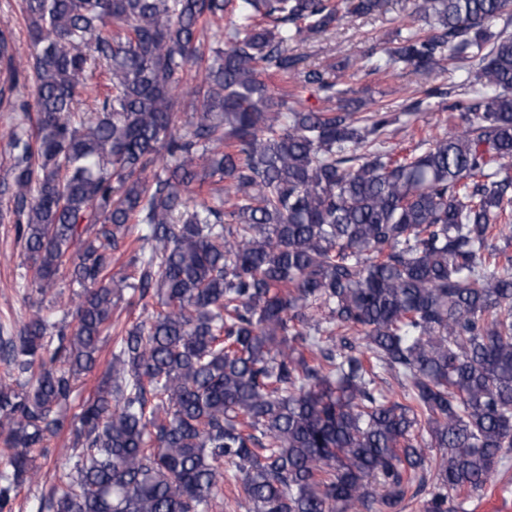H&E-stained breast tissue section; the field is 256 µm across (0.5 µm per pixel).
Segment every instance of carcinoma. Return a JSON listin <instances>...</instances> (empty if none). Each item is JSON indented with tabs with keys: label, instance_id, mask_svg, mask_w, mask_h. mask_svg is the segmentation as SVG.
I'll use <instances>...</instances> for the list:
<instances>
[{
	"label": "carcinoma",
	"instance_id": "carcinoma-1",
	"mask_svg": "<svg viewBox=\"0 0 512 512\" xmlns=\"http://www.w3.org/2000/svg\"><path fill=\"white\" fill-rule=\"evenodd\" d=\"M386 6L22 0L30 50L16 60L0 31V106L41 300L0 336V512L65 430L75 454L34 512H210L226 462L249 512H400L419 493L423 512H456L506 465L512 255L490 240H512V32L493 30L512 0H414L418 26L363 52L367 76L413 75L405 116L448 96L431 84L445 61L474 63L458 130L401 149L400 117L359 115L347 64L290 48ZM97 71L105 91L80 112ZM191 73L183 129L173 89ZM308 89L328 107L302 109ZM133 224L155 247L116 277ZM61 275L77 291L53 319ZM154 298L112 325L119 302ZM113 350L114 343L112 338L102 344L99 365L95 370L81 379L78 392L75 394L74 400L66 410L68 419L72 418L75 413L79 412V404H82L84 401L94 396L108 367L109 361L111 360Z\"/></svg>",
	"mask_w": 512,
	"mask_h": 512
}]
</instances>
